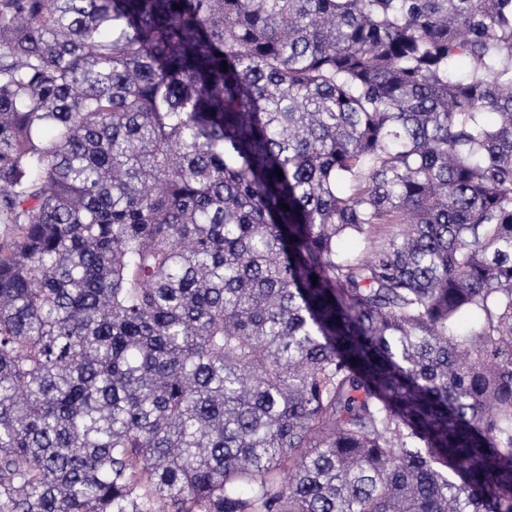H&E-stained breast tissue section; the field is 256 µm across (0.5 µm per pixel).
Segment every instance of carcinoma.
Segmentation results:
<instances>
[{
	"label": "carcinoma",
	"instance_id": "1",
	"mask_svg": "<svg viewBox=\"0 0 512 512\" xmlns=\"http://www.w3.org/2000/svg\"><path fill=\"white\" fill-rule=\"evenodd\" d=\"M0 225V512H512V0H0Z\"/></svg>",
	"mask_w": 512,
	"mask_h": 512
}]
</instances>
